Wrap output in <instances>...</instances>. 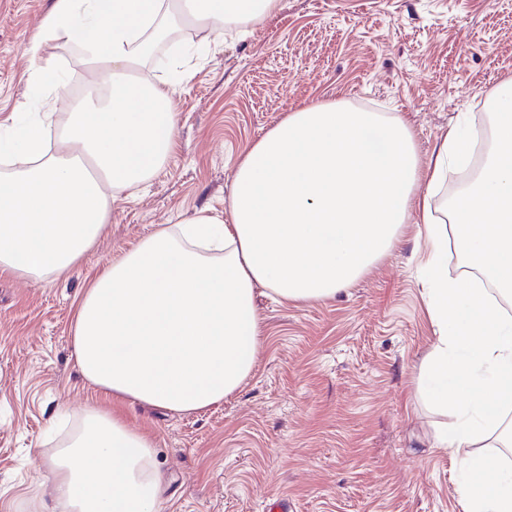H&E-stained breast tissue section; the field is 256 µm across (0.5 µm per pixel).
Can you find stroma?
<instances>
[{
	"label": "stroma",
	"mask_w": 512,
	"mask_h": 512,
	"mask_svg": "<svg viewBox=\"0 0 512 512\" xmlns=\"http://www.w3.org/2000/svg\"><path fill=\"white\" fill-rule=\"evenodd\" d=\"M51 4L0 0L2 125L50 103L66 131L63 98L97 81L78 44L52 43L43 56L59 86L28 84L27 48ZM177 35L144 66L155 78L180 73L173 151L148 182L115 195L103 234L64 276L36 283L0 272V512L53 505V460L91 404L153 436L168 478L159 512H264L280 495L292 512H462V464L434 447L442 417L417 392L435 336L417 224L335 297L286 306L259 290L250 375L191 414L90 387L73 356L74 301L158 225L199 214L230 221L243 154L304 106L400 116L428 167L448 132L468 136L512 78V0H279L260 23Z\"/></svg>",
	"instance_id": "stroma-1"
}]
</instances>
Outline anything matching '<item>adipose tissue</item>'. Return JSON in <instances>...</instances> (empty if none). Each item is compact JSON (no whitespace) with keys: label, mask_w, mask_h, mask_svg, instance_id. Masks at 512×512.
I'll return each mask as SVG.
<instances>
[{"label":"adipose tissue","mask_w":512,"mask_h":512,"mask_svg":"<svg viewBox=\"0 0 512 512\" xmlns=\"http://www.w3.org/2000/svg\"><path fill=\"white\" fill-rule=\"evenodd\" d=\"M277 0H55L28 51L30 81L53 80L44 45L80 44L108 94L66 134L51 116L0 132V271L42 282L75 266L104 231L110 195L146 182L174 145L172 80L129 79L175 18L214 33L256 23ZM495 151L452 203L456 230L418 194L414 139L397 116L314 104L242 156L231 223L200 215L163 225L98 274L78 299L73 355L105 395L189 414L223 401L255 364L257 288L283 302L335 296L394 245L420 203L432 250L427 308L436 339L418 371L424 401L445 415L435 447L462 455L464 512H512V467L477 453L512 412V316L486 289L442 270L449 243L512 292V79L492 100ZM154 440L88 408L60 450L63 512H158Z\"/></svg>","instance_id":"ef3b65f1"}]
</instances>
